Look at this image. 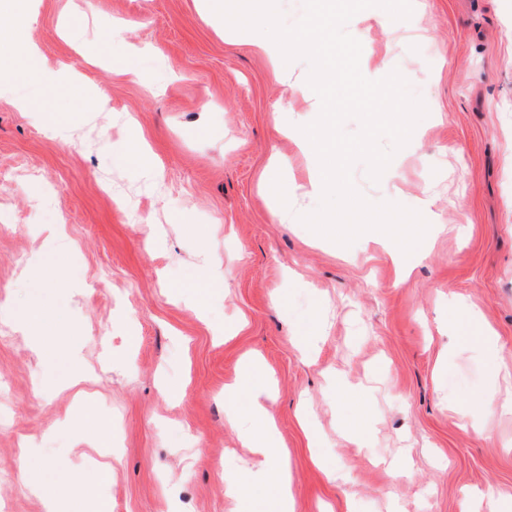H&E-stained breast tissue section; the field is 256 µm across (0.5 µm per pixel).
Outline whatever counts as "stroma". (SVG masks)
I'll use <instances>...</instances> for the list:
<instances>
[{
	"instance_id": "35a3bbf8",
	"label": "stroma",
	"mask_w": 512,
	"mask_h": 512,
	"mask_svg": "<svg viewBox=\"0 0 512 512\" xmlns=\"http://www.w3.org/2000/svg\"><path fill=\"white\" fill-rule=\"evenodd\" d=\"M409 36L367 31L428 114L393 176L353 180L368 200L415 210L433 195L422 258L407 282L382 243L332 245L280 224L260 177L271 150L288 180L306 161L276 122L320 107L309 65L276 74L265 37L230 29L209 0H23L20 29L62 96L27 69L0 84V512H45L29 473L107 512H238L229 479L257 460L226 427L224 387L244 357L277 381L275 422L296 512H464L512 502V411L483 413L512 372V0H412ZM123 38L106 44L108 30ZM106 97L107 112L86 111ZM35 101L31 112L15 107ZM60 120L67 140L45 129ZM135 121L160 176L118 160ZM221 287L198 296L197 255ZM463 295L495 351L448 330ZM62 313L48 338L94 375L82 410L65 358L44 360L15 314ZM314 331L308 348L292 337ZM344 383L348 394L336 393ZM175 387L177 396L167 393ZM367 406L370 436L341 427ZM112 434V454L78 429Z\"/></svg>"
}]
</instances>
